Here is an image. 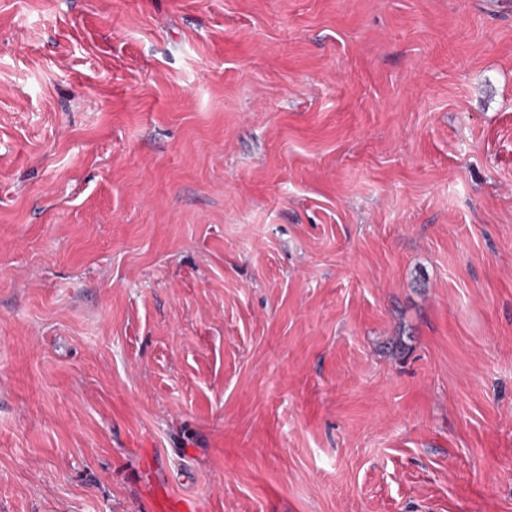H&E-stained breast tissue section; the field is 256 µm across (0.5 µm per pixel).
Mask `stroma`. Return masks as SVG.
<instances>
[{
  "label": "stroma",
  "instance_id": "obj_1",
  "mask_svg": "<svg viewBox=\"0 0 512 512\" xmlns=\"http://www.w3.org/2000/svg\"><path fill=\"white\" fill-rule=\"evenodd\" d=\"M512 512V0H0V512Z\"/></svg>",
  "mask_w": 512,
  "mask_h": 512
}]
</instances>
